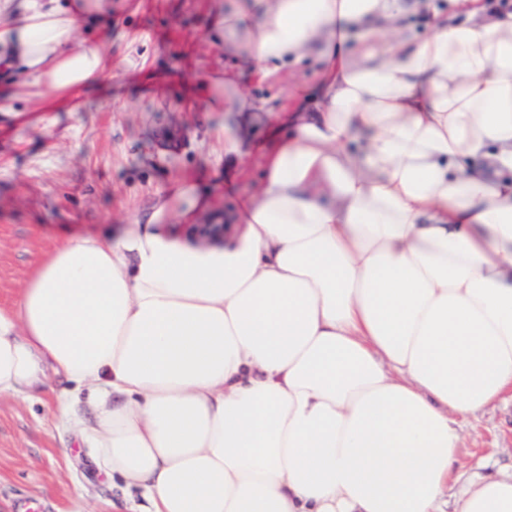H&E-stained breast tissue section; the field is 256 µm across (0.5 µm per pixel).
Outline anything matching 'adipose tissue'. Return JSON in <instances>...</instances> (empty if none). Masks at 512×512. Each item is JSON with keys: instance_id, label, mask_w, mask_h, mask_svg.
I'll return each instance as SVG.
<instances>
[{"instance_id": "adipose-tissue-1", "label": "adipose tissue", "mask_w": 512, "mask_h": 512, "mask_svg": "<svg viewBox=\"0 0 512 512\" xmlns=\"http://www.w3.org/2000/svg\"><path fill=\"white\" fill-rule=\"evenodd\" d=\"M232 0L225 53L272 75L310 59L312 106L261 111L236 74L210 112L263 113L258 189L182 179L112 235L73 236L0 307V395L55 374L77 427L145 512H512V468L456 462L459 421L512 402V11L452 0ZM112 0H0V72L28 112L102 79L81 22ZM223 239L198 236L204 217ZM187 226L194 241L173 230Z\"/></svg>"}]
</instances>
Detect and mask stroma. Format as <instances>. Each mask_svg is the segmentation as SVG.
Here are the masks:
<instances>
[{"label":"stroma","instance_id":"stroma-1","mask_svg":"<svg viewBox=\"0 0 512 512\" xmlns=\"http://www.w3.org/2000/svg\"><path fill=\"white\" fill-rule=\"evenodd\" d=\"M215 0H112V74L53 112H0V305L13 304L35 263L73 234L111 235L174 180L251 191L262 167L224 168L223 113L201 109L199 75L232 66L210 31ZM301 66L242 88L273 107L316 94ZM461 459L512 466V406L462 421ZM43 500L47 512H140L138 492L103 472L60 422L56 400L0 396V512Z\"/></svg>","mask_w":512,"mask_h":512}]
</instances>
